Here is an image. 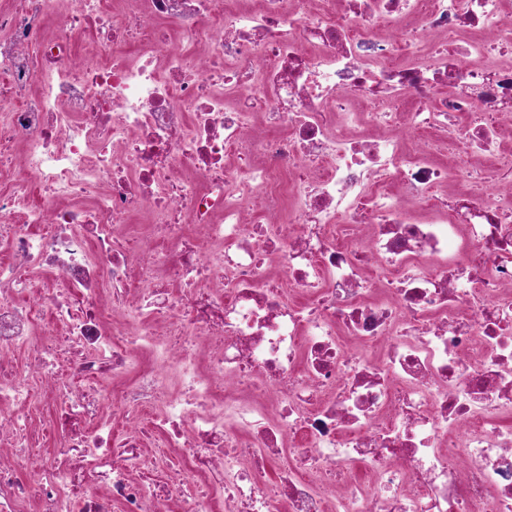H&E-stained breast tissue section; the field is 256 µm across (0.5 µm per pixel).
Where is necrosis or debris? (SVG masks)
I'll use <instances>...</instances> for the list:
<instances>
[{
  "instance_id": "obj_1",
  "label": "necrosis or debris",
  "mask_w": 512,
  "mask_h": 512,
  "mask_svg": "<svg viewBox=\"0 0 512 512\" xmlns=\"http://www.w3.org/2000/svg\"><path fill=\"white\" fill-rule=\"evenodd\" d=\"M510 416L512 0H0V512H512Z\"/></svg>"
}]
</instances>
